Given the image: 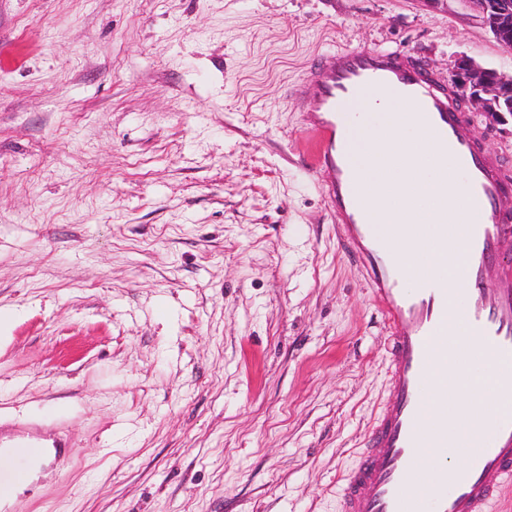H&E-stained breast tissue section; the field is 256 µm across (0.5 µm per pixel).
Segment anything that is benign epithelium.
<instances>
[{"mask_svg": "<svg viewBox=\"0 0 512 512\" xmlns=\"http://www.w3.org/2000/svg\"><path fill=\"white\" fill-rule=\"evenodd\" d=\"M502 46L512 49V0H471ZM454 93L468 100L494 122L512 117V75L482 67L467 57L455 64L451 78Z\"/></svg>", "mask_w": 512, "mask_h": 512, "instance_id": "1", "label": "benign epithelium"}]
</instances>
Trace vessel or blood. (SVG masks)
I'll return each instance as SVG.
<instances>
[{
  "label": "vessel or blood",
  "instance_id": "vessel-or-blood-1",
  "mask_svg": "<svg viewBox=\"0 0 512 512\" xmlns=\"http://www.w3.org/2000/svg\"><path fill=\"white\" fill-rule=\"evenodd\" d=\"M382 90L412 103L426 141L447 151L466 192L470 221L423 227L432 253L456 235L462 260L453 278L413 271L372 223L352 184L344 102ZM314 168L326 172L340 239L359 262L390 331L388 398L380 407L357 465L345 476L340 512H493L512 487V170L478 147L472 119L447 91L402 51L336 53L331 69H313L307 84ZM478 339L498 383L478 419L458 425L443 391L449 375L470 368L462 348ZM456 349H449V342ZM465 467L449 471V456Z\"/></svg>",
  "mask_w": 512,
  "mask_h": 512
}]
</instances>
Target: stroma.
<instances>
[{"label":"stroma","instance_id":"35a3bbf8","mask_svg":"<svg viewBox=\"0 0 512 512\" xmlns=\"http://www.w3.org/2000/svg\"><path fill=\"white\" fill-rule=\"evenodd\" d=\"M374 48L512 74L469 0H0V441L65 445L0 512H339L389 335L303 82Z\"/></svg>","mask_w":512,"mask_h":512}]
</instances>
